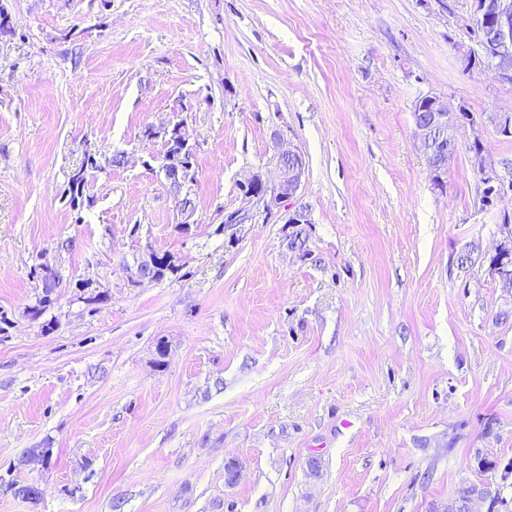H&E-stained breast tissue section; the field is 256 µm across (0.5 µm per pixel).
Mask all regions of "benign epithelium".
Returning <instances> with one entry per match:
<instances>
[{
	"instance_id": "1",
	"label": "benign epithelium",
	"mask_w": 512,
	"mask_h": 512,
	"mask_svg": "<svg viewBox=\"0 0 512 512\" xmlns=\"http://www.w3.org/2000/svg\"><path fill=\"white\" fill-rule=\"evenodd\" d=\"M475 21L490 29L491 38L462 52V64L467 67L477 58L488 54L493 59L496 78L505 82L512 80V0H481ZM415 111L429 113L428 120L419 121L415 126L426 164L434 176L439 178L444 173L442 157L457 148L454 137L445 142L436 139L438 132L450 128L451 113L448 104L436 96L426 95L419 100ZM278 157L293 159L295 163L289 167H277L276 174L263 181L261 194L250 191L256 180L255 175H250L243 184V188L248 190L245 199L250 201L255 198L262 201L268 215L296 195L304 174V163L297 152L282 150L278 152ZM191 175V168L177 166L169 169L165 177L173 187L180 188L189 181ZM154 259L155 252L151 249L140 256L132 272V282L140 283L148 279V276L142 274V270L152 266Z\"/></svg>"
}]
</instances>
